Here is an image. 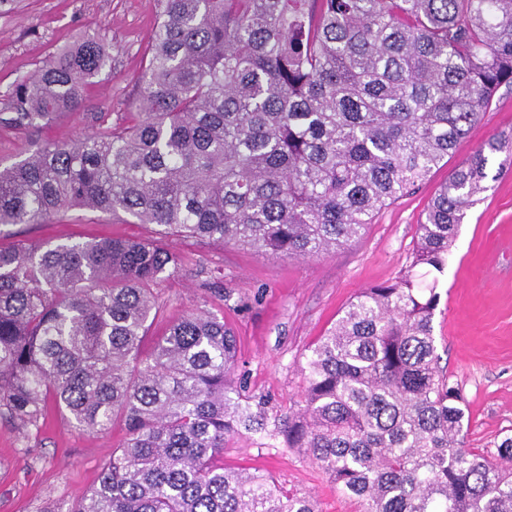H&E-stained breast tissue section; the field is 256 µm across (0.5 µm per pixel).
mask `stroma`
Listing matches in <instances>:
<instances>
[{
	"label": "stroma",
	"mask_w": 512,
	"mask_h": 512,
	"mask_svg": "<svg viewBox=\"0 0 512 512\" xmlns=\"http://www.w3.org/2000/svg\"><path fill=\"white\" fill-rule=\"evenodd\" d=\"M158 18L157 0H0V110L13 83L58 49L82 39L106 44L112 60L85 93L80 111L50 125L0 126V164L10 165L49 142H71L126 119L142 89L147 49ZM512 136V87L491 106L446 164L410 193L381 210L349 246L314 258L274 257L253 250L171 237L181 259L177 274L155 287L157 317L144 350L167 327L206 308L231 324L239 341L238 371L246 392L271 412L287 414L303 402L301 367L308 349L363 290L394 280L412 260L425 209L451 172L490 137ZM489 190L472 206L441 277L433 335L440 367L465 399L463 432L470 448L490 449L512 435V164L490 156ZM154 228L125 215L78 208L52 224L0 226V246L118 237L153 238ZM125 436L114 419L105 434L79 431L50 416L40 432L23 436L0 421V512H40L64 506L95 482ZM228 469L272 476L276 485L311 497L319 512H359L337 493L303 451L260 448L248 437L229 441Z\"/></svg>",
	"instance_id": "stroma-1"
}]
</instances>
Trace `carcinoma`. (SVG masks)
Returning <instances> with one entry per match:
<instances>
[{
  "mask_svg": "<svg viewBox=\"0 0 512 512\" xmlns=\"http://www.w3.org/2000/svg\"><path fill=\"white\" fill-rule=\"evenodd\" d=\"M140 98L121 125L0 168V224L82 208L161 237L315 257L357 239L448 159L512 87V0H159ZM111 60L92 39L9 89L0 124L75 112ZM495 137L457 167L409 267L365 289L305 355L304 406L269 412L237 377L224 318L191 313L147 356L153 287L180 266L154 241L0 248V417L49 409L123 443L66 512H316L262 473L216 463L241 435L301 449L361 512H512V436L464 447L438 366L434 285L488 186Z\"/></svg>",
  "mask_w": 512,
  "mask_h": 512,
  "instance_id": "cac0c4a2",
  "label": "carcinoma"
}]
</instances>
